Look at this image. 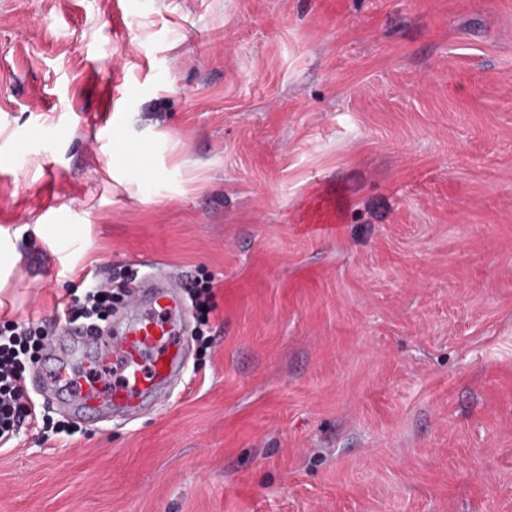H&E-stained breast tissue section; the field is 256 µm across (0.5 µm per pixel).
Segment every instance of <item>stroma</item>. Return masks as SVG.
Masks as SVG:
<instances>
[{"label":"stroma","instance_id":"1","mask_svg":"<svg viewBox=\"0 0 512 512\" xmlns=\"http://www.w3.org/2000/svg\"><path fill=\"white\" fill-rule=\"evenodd\" d=\"M133 3L0 0V323L213 310L137 417L23 426L0 512H512V0ZM85 282L82 294H70V299L63 303L62 312L68 323L98 326L112 315V280L91 278L87 281L86 276L82 284ZM101 296H104V300H101Z\"/></svg>","mask_w":512,"mask_h":512}]
</instances>
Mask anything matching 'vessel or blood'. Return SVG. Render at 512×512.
Instances as JSON below:
<instances>
[{
    "mask_svg": "<svg viewBox=\"0 0 512 512\" xmlns=\"http://www.w3.org/2000/svg\"><path fill=\"white\" fill-rule=\"evenodd\" d=\"M185 315L169 282L150 273L134 314L118 332L96 336L62 326L60 336L47 348L53 367L36 368L30 384L45 402L65 405L86 420H99L115 411L135 413L180 380L179 337ZM111 358L119 360L122 375L107 391L74 369L78 362L97 365Z\"/></svg>",
    "mask_w": 512,
    "mask_h": 512,
    "instance_id": "1",
    "label": "vessel or blood"
}]
</instances>
